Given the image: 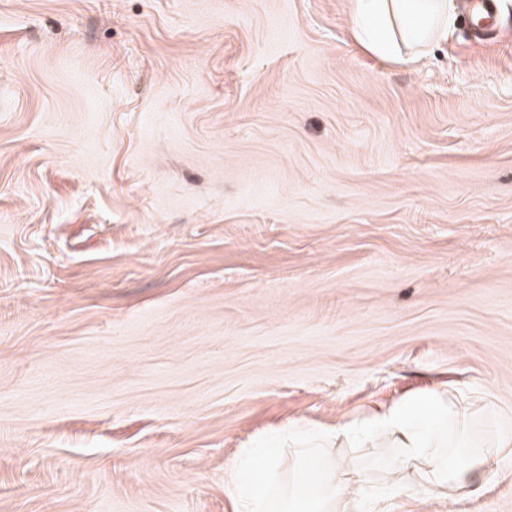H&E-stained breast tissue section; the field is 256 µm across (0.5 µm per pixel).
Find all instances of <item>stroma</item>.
<instances>
[{
  "instance_id": "obj_1",
  "label": "stroma",
  "mask_w": 512,
  "mask_h": 512,
  "mask_svg": "<svg viewBox=\"0 0 512 512\" xmlns=\"http://www.w3.org/2000/svg\"><path fill=\"white\" fill-rule=\"evenodd\" d=\"M413 67L352 0H0V512H233L240 448L445 388L512 420V0ZM512 512V446L479 496Z\"/></svg>"
}]
</instances>
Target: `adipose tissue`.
Masks as SVG:
<instances>
[{
  "instance_id": "1",
  "label": "adipose tissue",
  "mask_w": 512,
  "mask_h": 512,
  "mask_svg": "<svg viewBox=\"0 0 512 512\" xmlns=\"http://www.w3.org/2000/svg\"><path fill=\"white\" fill-rule=\"evenodd\" d=\"M455 12L454 0H353L351 18L354 36L365 49L384 60L410 64L447 36ZM459 415L460 406L454 399L430 391L333 430L288 427L266 444L240 449L224 490L235 512H298L297 504L303 499L299 489L289 488L278 500H271L260 484V472L275 469L285 456L300 473L317 456L327 459L328 466L315 495L308 499L314 512H364V473L353 468L348 477H340L330 454L336 446L369 448L383 442L391 449L384 462L386 470L416 473L417 480L408 485V492L437 495L449 490L458 498L472 496L478 492L475 475L493 473V453L479 449L455 456L448 429Z\"/></svg>"
}]
</instances>
